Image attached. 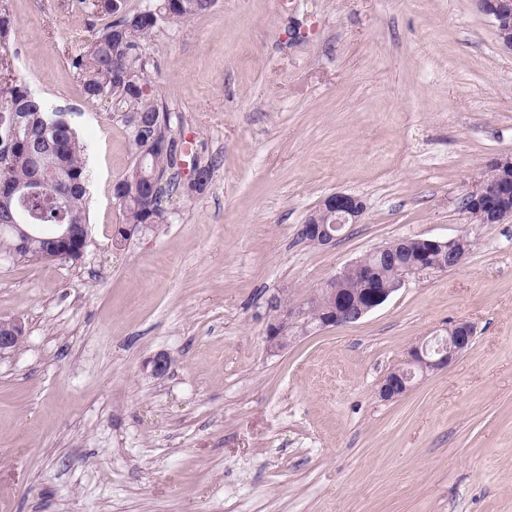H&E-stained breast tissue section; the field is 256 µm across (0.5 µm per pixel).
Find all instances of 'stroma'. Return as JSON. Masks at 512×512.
<instances>
[{
    "label": "stroma",
    "mask_w": 512,
    "mask_h": 512,
    "mask_svg": "<svg viewBox=\"0 0 512 512\" xmlns=\"http://www.w3.org/2000/svg\"><path fill=\"white\" fill-rule=\"evenodd\" d=\"M0 3L17 76L67 112L89 175L81 262L0 263V317L26 336L0 358V512H512V220L458 206L512 154V54L475 0H216L158 33L156 88L216 169L119 249L133 148L68 66L106 20L87 0ZM336 192L364 200L360 221L302 240ZM465 226L461 267L268 348L272 298L305 305L378 246ZM459 320L469 350L381 400Z\"/></svg>",
    "instance_id": "obj_1"
}]
</instances>
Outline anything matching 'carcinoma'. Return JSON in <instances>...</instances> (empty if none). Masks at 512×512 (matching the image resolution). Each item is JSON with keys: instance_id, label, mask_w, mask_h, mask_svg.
<instances>
[{"instance_id": "cac0c4a2", "label": "carcinoma", "mask_w": 512, "mask_h": 512, "mask_svg": "<svg viewBox=\"0 0 512 512\" xmlns=\"http://www.w3.org/2000/svg\"><path fill=\"white\" fill-rule=\"evenodd\" d=\"M215 0H150L137 10L126 9L125 0H95L96 12L110 18L101 30L70 58V67L83 89L85 98L104 103L121 117L134 147V161L118 182L127 197L120 206V225L127 231L113 236L121 246L144 229L154 231L170 224L177 210L173 198L190 195L178 180L180 161L194 160L212 180L214 165L203 164L191 144L177 136L172 115L156 95L153 60L146 44L165 27L187 22L209 10ZM14 21L5 5H0V43L9 41ZM15 134L9 153L3 154L0 141V185L18 186L29 182L40 168H49L60 179L61 200L43 196L15 200L13 209L29 235L19 245L14 232L0 228L1 260L82 259L79 250L61 256L58 228L89 236L86 202V167L77 132L62 111H49L29 88L16 79L7 54L0 55V136L8 127ZM377 286L388 285L397 267L372 256ZM332 287L350 296H361L369 283L345 276Z\"/></svg>"}]
</instances>
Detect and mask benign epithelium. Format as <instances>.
Wrapping results in <instances>:
<instances>
[{"label":"benign epithelium","mask_w":512,"mask_h":512,"mask_svg":"<svg viewBox=\"0 0 512 512\" xmlns=\"http://www.w3.org/2000/svg\"><path fill=\"white\" fill-rule=\"evenodd\" d=\"M480 10L486 14L496 29L502 50L512 52V0H476ZM54 178L45 170L39 171L32 183L26 188L0 185V196L10 201L14 198L29 196L46 191L53 185ZM469 203L466 219L469 224H499L512 216V200L503 193H495L485 175H480L465 192ZM319 208L328 210L335 216L334 226L316 224L307 220L301 227L307 240L319 246L332 244L337 237L335 229L341 224H355L365 212L364 201L355 195L334 193L323 199ZM468 238L462 230L452 238H411L395 239L398 246L387 244L373 250V254L391 260L399 249L408 247L416 252L413 260L403 269L397 281L384 288H371L367 299L340 296L333 306L323 314L312 317L307 311H296L291 307L271 301L275 315L267 329L270 343L281 341L286 331L294 328L305 334L311 330L353 324L372 310L383 305L395 292L403 287L408 277L420 275L431 270H442L449 264L456 268L463 264L467 252L461 248ZM475 327L466 321L453 325V335H436L413 348L404 362V369L391 370L382 379L379 397L384 401L404 396L412 387L416 370L421 373L434 372L448 367L459 358L472 344Z\"/></svg>","instance_id":"7a95c632"}]
</instances>
